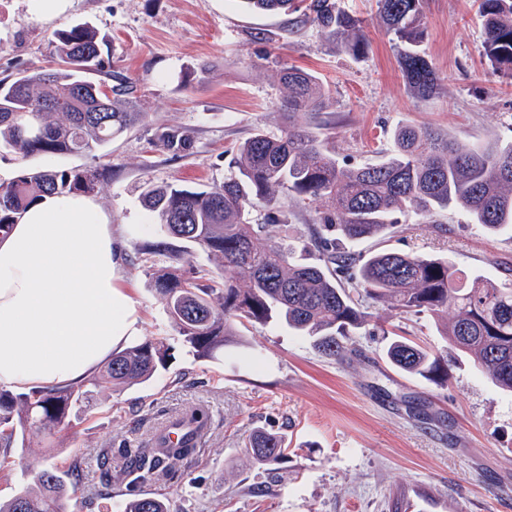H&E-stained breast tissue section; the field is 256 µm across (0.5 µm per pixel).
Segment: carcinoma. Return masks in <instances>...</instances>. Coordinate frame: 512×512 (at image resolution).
I'll use <instances>...</instances> for the list:
<instances>
[{
    "mask_svg": "<svg viewBox=\"0 0 512 512\" xmlns=\"http://www.w3.org/2000/svg\"><path fill=\"white\" fill-rule=\"evenodd\" d=\"M256 12H300L301 23L320 30L356 59L368 49L367 20L340 9L337 0H239ZM484 24V56L493 71L512 78V0H477ZM385 34L397 51L403 75L419 98L433 95L440 77L421 49L423 0H377ZM106 36L79 24L55 34L53 68L26 69L0 81V148L26 159L43 155H90L145 123L137 108V86L118 70L109 82L93 75L104 68ZM285 90L283 127L278 135L256 128L240 143L237 174L221 186L187 189L149 185L144 202L157 218L163 238L142 248L164 258L153 272L155 294L178 334L198 358L213 357L234 342L244 321L282 323L312 339L323 355L343 360L348 342L372 321L380 303L392 310L426 313L441 324L450 348L473 360L501 390L512 393V282H488L462 272L446 257L378 251L353 256L326 250L322 263H301L280 235L281 224L252 223L254 207H278L288 196L314 207L318 221L336 239L382 237L398 227V215L433 217L448 208L465 213L492 233L512 231V143H465L447 134L419 129L407 121L392 133V148L375 164L351 167L336 159L330 134L315 122L328 91L308 72L277 70ZM108 111L97 112L98 98ZM177 154L191 137L177 130L157 136ZM102 173L93 166L22 170L0 184V235L31 205L47 195L98 192ZM197 245L217 263L218 278L190 263L168 239ZM349 272L336 282L330 266ZM167 336H151L112 353V359L83 382L15 393L0 387V449L19 439L40 437L72 426L98 393L149 381L171 357ZM386 359L396 368L429 381L448 374V360L418 346L391 342ZM247 454L280 469L286 457L283 436L254 433ZM196 454L192 439L160 443L134 454L128 485L148 483L176 471ZM69 471L45 468L34 475L36 489L0 502V512H65L78 493ZM123 512H170L169 503L148 494L129 498Z\"/></svg>",
    "mask_w": 512,
    "mask_h": 512,
    "instance_id": "obj_1",
    "label": "carcinoma"
}]
</instances>
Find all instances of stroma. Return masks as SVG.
<instances>
[{"instance_id":"1","label":"stroma","mask_w":512,"mask_h":512,"mask_svg":"<svg viewBox=\"0 0 512 512\" xmlns=\"http://www.w3.org/2000/svg\"><path fill=\"white\" fill-rule=\"evenodd\" d=\"M369 21V48L355 60L298 14L241 9L235 0H69L51 19L33 0H7L0 11V80L47 65L56 31L88 24L109 38V59L138 89L145 124L114 139L91 158L21 159L0 149V183L21 169L94 166L102 181L94 199L121 244L122 282L133 296L142 336L173 329L155 296L150 264L140 250L159 239V224L142 201L146 184L223 183L236 169L237 146L255 127L276 135L284 89L275 77L292 65L319 77L330 100L319 116L334 127L339 163L373 164L391 147L399 120L462 141L512 142V80L493 74L482 55L483 28L475 0H424L423 50L441 77L436 94L414 97L384 35L376 0H338ZM207 74H199L201 65ZM166 129L189 131L179 156L156 141ZM313 208L288 209L282 235L299 258L315 262ZM446 256L489 281L512 280V233L492 234L451 210L430 220L408 216L394 233L351 245ZM378 317L353 337V355L335 361L284 326L238 325L240 343L212 358L174 357L152 380L100 395L73 422L74 437L16 447L0 468V498L32 486L34 471L67 469L81 457L82 494L68 512H122L126 483L100 489L98 460L112 455L120 473L124 448L147 447L182 413L209 411L208 433L184 483L159 479L143 490L170 501L174 512H512V395L472 363L451 358L435 321L378 307ZM448 355L438 385L391 366L384 352L396 338ZM259 428L280 433L288 448L287 479L246 459Z\"/></svg>"}]
</instances>
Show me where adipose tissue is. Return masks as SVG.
<instances>
[{"instance_id":"1","label":"adipose tissue","mask_w":512,"mask_h":512,"mask_svg":"<svg viewBox=\"0 0 512 512\" xmlns=\"http://www.w3.org/2000/svg\"><path fill=\"white\" fill-rule=\"evenodd\" d=\"M108 217L85 195L47 196L0 238V386L80 381L140 333Z\"/></svg>"}]
</instances>
